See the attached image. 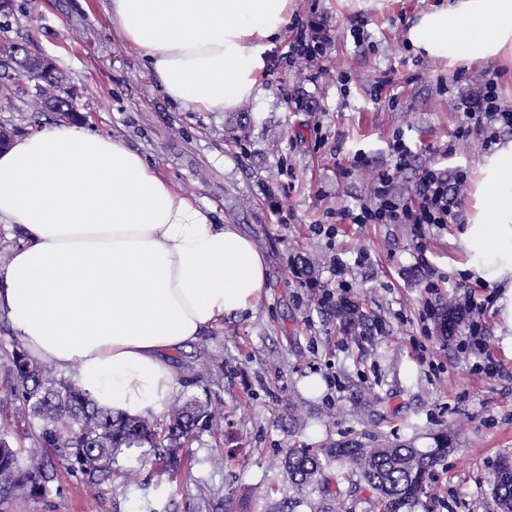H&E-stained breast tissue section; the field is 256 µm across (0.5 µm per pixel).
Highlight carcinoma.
Listing matches in <instances>:
<instances>
[{
  "label": "carcinoma",
  "mask_w": 512,
  "mask_h": 512,
  "mask_svg": "<svg viewBox=\"0 0 512 512\" xmlns=\"http://www.w3.org/2000/svg\"><path fill=\"white\" fill-rule=\"evenodd\" d=\"M36 104L50 110L53 102L75 94L55 67L33 77ZM344 329L359 325L356 305L336 307ZM5 378L0 388V411L15 407L17 423L27 425L32 447L16 445L11 424L0 427V502L38 500L49 484L63 490L77 478L93 490L114 477L129 490L139 489L133 470L115 466L119 454L150 449L161 470L172 476L184 465L180 449L194 432L212 428L214 415L197 399L172 407L164 423L114 415L99 408L70 380L54 375V368L34 359L20 345L3 354ZM448 453V435L425 451L410 443L365 446L339 443L334 448H290L278 464L283 484L299 493L310 486L329 484V471L346 470L354 488L373 492L370 512H414L432 487L435 466ZM497 512H512V456L501 458L493 482Z\"/></svg>",
  "instance_id": "obj_1"
}]
</instances>
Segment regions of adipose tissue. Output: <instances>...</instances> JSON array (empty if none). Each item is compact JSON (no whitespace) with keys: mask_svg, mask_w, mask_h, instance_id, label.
Instances as JSON below:
<instances>
[{"mask_svg":"<svg viewBox=\"0 0 512 512\" xmlns=\"http://www.w3.org/2000/svg\"><path fill=\"white\" fill-rule=\"evenodd\" d=\"M292 0H109L113 29L165 97L231 112L262 92ZM448 62L512 59V0H452L409 29ZM461 236L475 278L503 288L512 325V142L482 169ZM0 223L19 234L0 266V314L19 344L69 374L98 407L162 415L172 353L256 309L265 261L236 225L176 189L121 140L78 125L0 151Z\"/></svg>","mask_w":512,"mask_h":512,"instance_id":"1","label":"adipose tissue"}]
</instances>
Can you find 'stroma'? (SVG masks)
Segmentation results:
<instances>
[{"label": "stroma", "mask_w": 512, "mask_h": 512, "mask_svg": "<svg viewBox=\"0 0 512 512\" xmlns=\"http://www.w3.org/2000/svg\"><path fill=\"white\" fill-rule=\"evenodd\" d=\"M441 0H293V22L319 29L322 56L289 57L291 34L271 50L262 93L243 102L245 134L229 112L172 105L138 54L113 31L107 0H14L0 14V45L24 44L49 56L80 102L82 123L122 139L174 186L211 207L219 223L238 225L267 261L265 294L252 315L205 331L173 359L178 397L197 398L219 415L182 453L190 467L176 478L145 463L142 491L122 479L100 497L79 481L39 501L0 503V512H272L284 497L275 463L287 448L339 441L414 442L448 453L434 470V493L415 512H497L496 468L512 454V326L500 318V289L470 279L460 235L489 153L481 137L460 139L474 100L497 79L512 106V62L451 64L407 41V30ZM316 104L304 112L297 92ZM410 146L396 171L390 146ZM442 170L460 221L416 230L411 224H348L340 213L373 198L390 172L395 198H415L422 169ZM366 257L355 265L357 254ZM352 261L351 300L368 317L345 335L333 304L334 258ZM482 303L483 338L500 368H480L463 349L461 323L439 329L445 305ZM320 387H306L310 379ZM309 494L300 512H368L371 492L332 482Z\"/></svg>", "instance_id": "stroma-1"}]
</instances>
